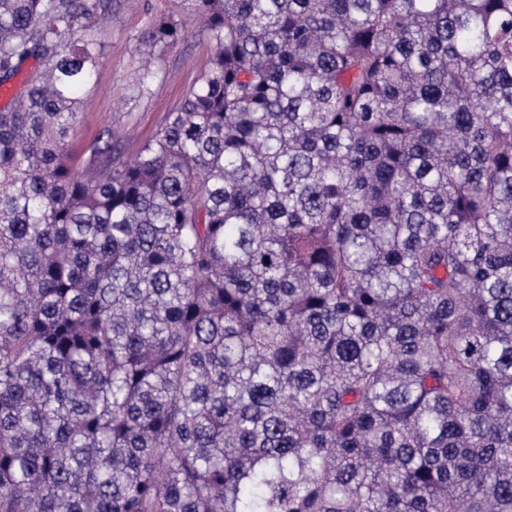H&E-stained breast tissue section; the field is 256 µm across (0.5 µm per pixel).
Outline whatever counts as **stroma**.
I'll use <instances>...</instances> for the list:
<instances>
[{
  "mask_svg": "<svg viewBox=\"0 0 512 512\" xmlns=\"http://www.w3.org/2000/svg\"><path fill=\"white\" fill-rule=\"evenodd\" d=\"M181 13L180 0H112L110 10L84 19L85 34L97 44L100 66L95 85L81 94L79 121L70 136L73 154H86L95 138L108 131L117 160H130L180 103L208 62V43L191 33L152 54L143 36L155 20ZM146 63L158 69L159 76L142 91L138 80Z\"/></svg>",
  "mask_w": 512,
  "mask_h": 512,
  "instance_id": "35a3bbf8",
  "label": "stroma"
}]
</instances>
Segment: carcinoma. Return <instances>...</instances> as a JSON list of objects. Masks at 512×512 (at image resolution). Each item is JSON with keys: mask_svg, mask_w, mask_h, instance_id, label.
<instances>
[{"mask_svg": "<svg viewBox=\"0 0 512 512\" xmlns=\"http://www.w3.org/2000/svg\"><path fill=\"white\" fill-rule=\"evenodd\" d=\"M183 2L77 163L89 0H0V512H512V0ZM180 1L112 0L110 10L98 9L82 20L84 33L97 43L100 66L95 85L81 93L79 121L70 136L74 155H86L95 138L109 130L116 162L133 158L206 66L208 43L188 32L156 50L151 67L160 70L159 77L146 91L138 88L140 70L149 58L144 33L155 20L178 19L183 13Z\"/></svg>", "mask_w": 512, "mask_h": 512, "instance_id": "1", "label": "carcinoma"}]
</instances>
